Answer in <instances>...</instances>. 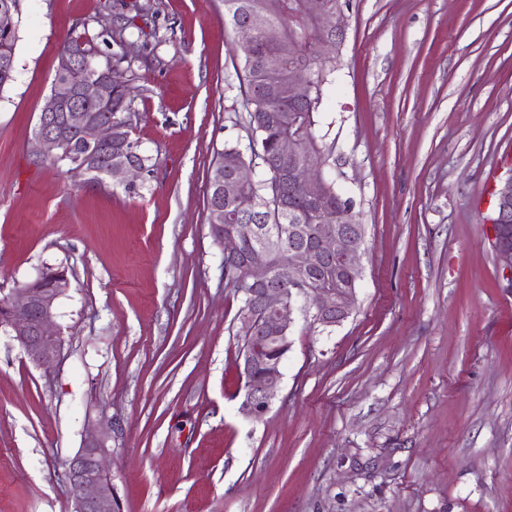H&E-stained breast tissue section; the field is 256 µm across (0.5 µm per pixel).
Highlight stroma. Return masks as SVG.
Here are the masks:
<instances>
[{
	"mask_svg": "<svg viewBox=\"0 0 512 512\" xmlns=\"http://www.w3.org/2000/svg\"><path fill=\"white\" fill-rule=\"evenodd\" d=\"M132 24L134 190L40 157L59 41ZM223 0H21L0 92V300L69 267L61 355L0 328V512H70L106 448L122 512H512V292L480 201L512 177V0H351L315 137L365 226L356 308L295 311L281 387L240 411L241 295L207 224L215 150L247 148Z\"/></svg>",
	"mask_w": 512,
	"mask_h": 512,
	"instance_id": "obj_1",
	"label": "stroma"
}]
</instances>
